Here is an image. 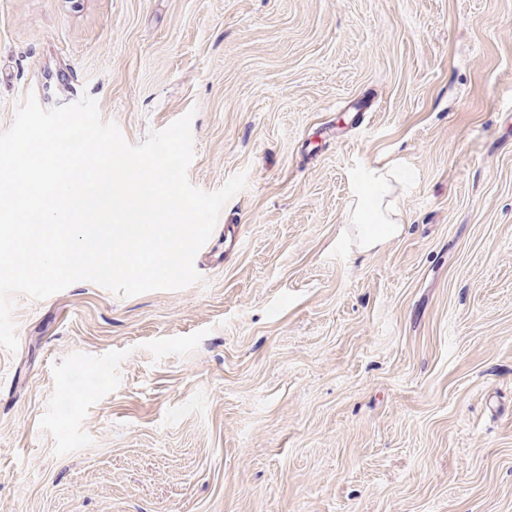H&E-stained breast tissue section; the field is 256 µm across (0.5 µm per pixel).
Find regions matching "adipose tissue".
Returning a JSON list of instances; mask_svg holds the SVG:
<instances>
[{"mask_svg": "<svg viewBox=\"0 0 512 512\" xmlns=\"http://www.w3.org/2000/svg\"><path fill=\"white\" fill-rule=\"evenodd\" d=\"M391 168L379 166L369 170L356 193L348 213L349 223L359 225L368 249H375L398 233L403 224L401 197L393 182Z\"/></svg>", "mask_w": 512, "mask_h": 512, "instance_id": "1", "label": "adipose tissue"}]
</instances>
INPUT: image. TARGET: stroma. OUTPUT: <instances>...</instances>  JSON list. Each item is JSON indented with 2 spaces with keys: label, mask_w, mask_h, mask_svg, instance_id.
<instances>
[{
  "label": "stroma",
  "mask_w": 512,
  "mask_h": 512,
  "mask_svg": "<svg viewBox=\"0 0 512 512\" xmlns=\"http://www.w3.org/2000/svg\"><path fill=\"white\" fill-rule=\"evenodd\" d=\"M30 93L194 111L189 182L246 186L197 284L17 296L0 512H512V0H0V132ZM391 169L379 166L369 170L350 206L347 224H360L366 251L397 234L400 224H404L401 195L396 194Z\"/></svg>",
  "instance_id": "35a3bbf8"
}]
</instances>
